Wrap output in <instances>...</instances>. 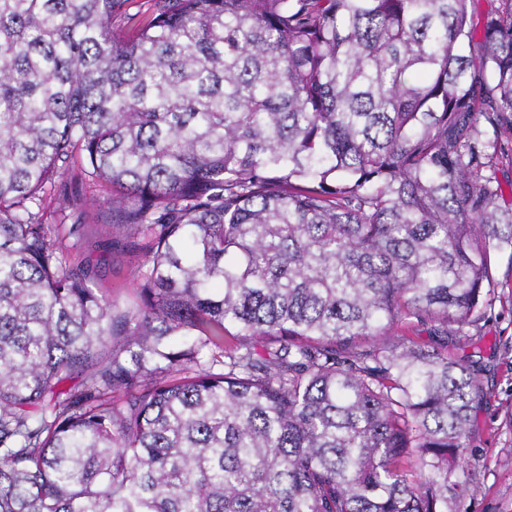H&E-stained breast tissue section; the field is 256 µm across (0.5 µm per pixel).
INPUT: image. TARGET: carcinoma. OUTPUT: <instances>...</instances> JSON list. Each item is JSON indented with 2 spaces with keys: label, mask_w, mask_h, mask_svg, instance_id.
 Here are the masks:
<instances>
[{
  "label": "carcinoma",
  "mask_w": 512,
  "mask_h": 512,
  "mask_svg": "<svg viewBox=\"0 0 512 512\" xmlns=\"http://www.w3.org/2000/svg\"><path fill=\"white\" fill-rule=\"evenodd\" d=\"M471 2L0 0V512H458L512 245ZM142 240L124 306L75 261ZM80 195L83 204V224L85 225L86 236L90 241L97 240L101 233L102 224L109 220L105 213L107 210L106 199L108 194L99 186L88 183H72L67 185Z\"/></svg>",
  "instance_id": "obj_1"
}]
</instances>
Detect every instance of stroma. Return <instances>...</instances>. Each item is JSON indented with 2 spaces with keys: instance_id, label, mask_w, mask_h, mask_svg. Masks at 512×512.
I'll list each match as a JSON object with an SVG mask.
<instances>
[{
  "instance_id": "1",
  "label": "stroma",
  "mask_w": 512,
  "mask_h": 512,
  "mask_svg": "<svg viewBox=\"0 0 512 512\" xmlns=\"http://www.w3.org/2000/svg\"><path fill=\"white\" fill-rule=\"evenodd\" d=\"M89 240H97L108 219L107 194L99 186L77 183ZM137 255L116 251L105 256L101 285L112 300L126 303L135 295ZM493 310L482 337L463 347L481 367L484 397L475 405L466 449L476 492L464 499L463 512H512V248L493 256Z\"/></svg>"
}]
</instances>
